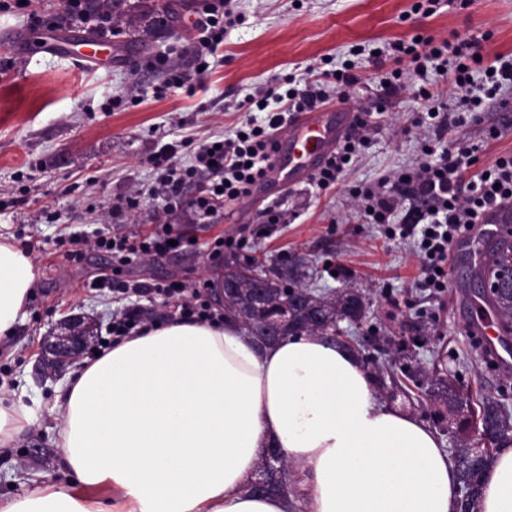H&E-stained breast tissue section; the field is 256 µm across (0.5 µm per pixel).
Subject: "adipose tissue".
<instances>
[{
  "label": "adipose tissue",
  "mask_w": 512,
  "mask_h": 512,
  "mask_svg": "<svg viewBox=\"0 0 512 512\" xmlns=\"http://www.w3.org/2000/svg\"><path fill=\"white\" fill-rule=\"evenodd\" d=\"M38 270L0 240V338ZM56 428L78 490L54 484L0 512H288L251 495L264 449L293 463L304 512H455L459 474L435 431L379 396L353 353L306 332L260 347L239 322L146 327L83 367ZM108 487L109 496L88 497ZM477 512H512V443L484 471Z\"/></svg>",
  "instance_id": "obj_1"
}]
</instances>
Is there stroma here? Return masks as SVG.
<instances>
[{
	"mask_svg": "<svg viewBox=\"0 0 512 512\" xmlns=\"http://www.w3.org/2000/svg\"><path fill=\"white\" fill-rule=\"evenodd\" d=\"M199 2L200 9L185 20V33L130 46L99 74L61 56L30 61L0 55V235L14 236L38 268L26 315L13 336L0 340V402L22 403L33 416L9 456L0 459V504L44 483L67 482L53 422L61 413L67 378L39 375L45 336L76 314L108 328L127 304L152 311L158 322L180 317L176 302L159 295H132L121 302L112 293L85 289L86 280L109 272L110 261L85 244L81 260H65L72 233L108 229L147 236L169 220L174 231L194 238L195 246L129 267L123 279H188L203 284L210 301L211 288L224 273L210 257L216 237L243 239L244 248L224 253L242 263L308 258L317 287L351 285L365 294L368 318L356 335L380 347L395 341L411 362L437 366L512 409V379L504 380L502 371L488 365L463 324L460 300L477 296L473 276L449 262V288L429 294L420 286L412 240L387 238L380 226L365 223L348 194L351 186L377 183L420 155L425 132L413 121L429 101L411 81L387 87L386 78L400 67L386 53L388 43L418 33L439 41L477 39L485 64H492L497 56L512 55V0H471L465 7L452 0L429 17L412 12L414 0H232L242 22L227 30L217 63L198 77L196 24L208 0ZM33 14L45 29H76L63 0H30L28 10L0 11V29L28 30ZM76 30L91 33L87 26ZM374 47L382 48V55H371ZM159 57L191 75L194 93L167 88L168 71L152 64ZM326 58L354 59L356 81L345 93H329L324 109L342 106L358 119L370 112L378 126L336 189L323 192L305 181L283 192H261L225 203L210 224L187 210L165 216L162 199L148 193L155 182L151 159L163 143L186 135L233 136L244 117L239 103L286 75L309 77ZM111 98L123 99V106L105 111ZM489 126L500 128L498 138H485ZM465 136L479 147L478 168L512 154V87L475 114ZM138 191L145 199L138 208H127L128 197ZM271 205L280 213L279 223L267 221ZM331 266L339 268L338 276H329Z\"/></svg>",
	"mask_w": 512,
	"mask_h": 512,
	"instance_id": "stroma-1",
	"label": "stroma"
}]
</instances>
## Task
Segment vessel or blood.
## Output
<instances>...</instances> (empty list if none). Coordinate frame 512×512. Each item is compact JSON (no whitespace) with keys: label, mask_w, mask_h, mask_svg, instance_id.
<instances>
[{"label":"vessel or blood","mask_w":512,"mask_h":512,"mask_svg":"<svg viewBox=\"0 0 512 512\" xmlns=\"http://www.w3.org/2000/svg\"><path fill=\"white\" fill-rule=\"evenodd\" d=\"M89 41L79 35L57 39L42 31H30L16 36L0 35V50L20 52L32 58L43 53H54L77 63L96 62L95 53L89 52ZM352 114L339 107L330 111L311 109L293 118L287 130L277 131L265 184H278L281 188L298 184L313 177L334 153L338 144L350 133ZM512 222V208L503 207L461 238L452 248L454 258L463 259L470 269H483L491 257V248L500 236L504 224ZM468 332L489 351H496L500 329L489 315L486 304L473 302L463 310Z\"/></svg>","instance_id":"vessel-or-blood-1"}]
</instances>
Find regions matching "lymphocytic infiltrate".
<instances>
[{
	"mask_svg": "<svg viewBox=\"0 0 512 512\" xmlns=\"http://www.w3.org/2000/svg\"><path fill=\"white\" fill-rule=\"evenodd\" d=\"M231 21L227 0H209L206 16L198 25L195 66L207 65L208 55L223 44L224 26ZM391 49L397 58L409 61L406 70L393 72V79L423 78L431 71L452 73L454 85L461 94V105L457 112L446 113L444 107L433 104L429 89L420 88V96L431 103L427 117L432 131L431 138L422 143L420 161L378 184L352 187L350 193L361 200L367 223L382 226L388 238L415 242L423 274L421 285L437 294L448 287L446 267L454 241L481 223L488 213L512 206V155L499 157L493 165L467 180L463 174L476 161L474 146L462 138L449 145L443 142L447 131L466 126L469 115L484 111L501 88L512 85V62H501L491 70L479 61L476 42H439L430 35L417 41H395ZM352 81V75L344 67L322 71L320 79L314 81L288 76L283 80L284 90L272 89L261 98L248 99V114L234 137L211 136L199 141L184 138L162 146L152 163L155 190L164 197L166 213H174L187 203L200 220L207 222L217 215L224 202L249 197L255 184L266 174L275 131L287 125L292 113L310 110L321 102L326 94L325 84L340 90ZM269 101L274 102V109L267 111L264 118H256V111ZM370 141V127L360 124L314 177L315 186L321 190L335 187L346 167ZM185 149L192 155L187 165L176 159ZM201 179L205 180V187L192 200H185V187ZM87 243L90 248L107 254L112 265L111 273L87 281V289L93 291L100 287L118 294L156 293L180 299V313L184 318L200 322L221 320V313L203 300L197 284L182 280L130 282L123 279V271L130 266L151 257L182 253L191 246L190 238L174 234L170 226L142 238L133 233L97 232L88 237Z\"/></svg>",
	"mask_w": 512,
	"mask_h": 512,
	"instance_id": "1",
	"label": "lymphocytic infiltrate"
}]
</instances>
